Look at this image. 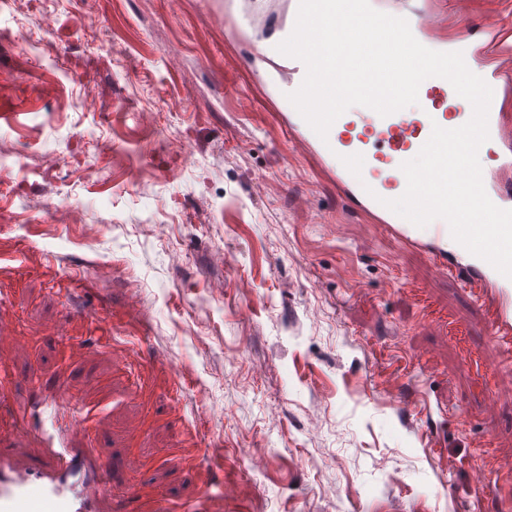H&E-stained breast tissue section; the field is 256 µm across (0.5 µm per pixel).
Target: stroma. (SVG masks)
I'll list each match as a JSON object with an SVG mask.
<instances>
[{
	"label": "stroma",
	"instance_id": "35a3bbf8",
	"mask_svg": "<svg viewBox=\"0 0 512 512\" xmlns=\"http://www.w3.org/2000/svg\"><path fill=\"white\" fill-rule=\"evenodd\" d=\"M293 4L32 0L24 15L0 0V102L19 111L0 126V177L72 157L55 202L0 191V312L13 322L0 455L44 464L39 385L63 408L96 407L72 445L112 469L103 512L191 506L227 476L241 493L223 512H512V387L485 305L366 223L278 115L260 42ZM407 4L478 46L486 22L512 27V0ZM44 12L49 35L33 29ZM87 81L104 88L101 112L81 108ZM54 204L83 222L53 221ZM71 339L86 349L69 362ZM409 399L425 410L409 414ZM189 455L214 462L210 484Z\"/></svg>",
	"mask_w": 512,
	"mask_h": 512
}]
</instances>
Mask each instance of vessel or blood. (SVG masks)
<instances>
[{
	"mask_svg": "<svg viewBox=\"0 0 512 512\" xmlns=\"http://www.w3.org/2000/svg\"><path fill=\"white\" fill-rule=\"evenodd\" d=\"M406 19L423 46L440 52H462L468 68L493 90L495 100L488 113L490 143L511 140L512 131L497 102L502 87L496 71L478 63L466 44L430 38L428 15L410 13ZM485 54L491 58L511 56L512 28L494 29ZM471 116L468 102L457 96L447 80L431 77L422 82L418 103L410 110L385 117L374 111L344 112L324 140L296 110H288L286 119L300 139L328 163L337 186L370 223L381 226L402 248L428 254L437 274L456 277L476 291L490 312L492 342L512 355V279L455 242L444 220L419 228L384 205L385 200L394 198L396 189L405 186L400 166L418 154L433 127L457 128ZM79 454L76 448H49L43 467L22 474L0 464V512H97L110 486L107 469L90 463L80 479H73Z\"/></svg>",
	"mask_w": 512,
	"mask_h": 512,
	"instance_id": "vessel-or-blood-1",
	"label": "vessel or blood"
}]
</instances>
